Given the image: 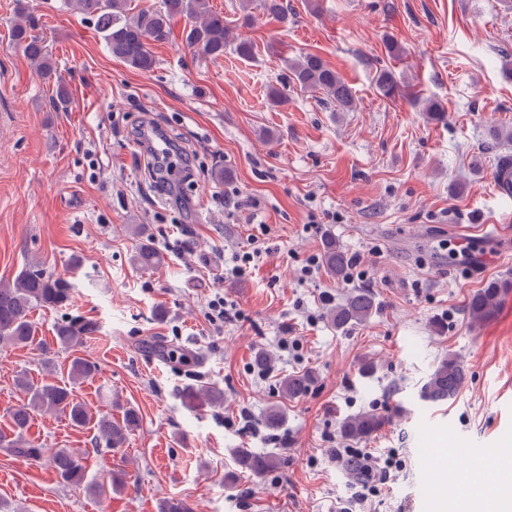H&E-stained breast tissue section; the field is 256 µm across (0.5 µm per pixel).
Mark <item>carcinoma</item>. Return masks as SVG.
Returning a JSON list of instances; mask_svg holds the SVG:
<instances>
[{
    "label": "carcinoma",
    "mask_w": 512,
    "mask_h": 512,
    "mask_svg": "<svg viewBox=\"0 0 512 512\" xmlns=\"http://www.w3.org/2000/svg\"><path fill=\"white\" fill-rule=\"evenodd\" d=\"M17 2V20L11 29L13 44L22 48L27 57L37 66L39 75L53 84V104L62 110L70 101L66 82L57 73L52 52L46 40L36 30L40 19L28 11L23 0ZM75 12L91 19L101 35L106 48L113 58L143 72H150L156 66L151 50L154 42L169 40L173 25L184 22L183 37L186 46L198 56L216 60L229 49L244 60L256 56V45L242 38L231 36L224 16L211 10L209 0H158L149 6L139 7L133 0H66ZM264 12L282 24H288V4L284 0H261ZM296 87L321 100L334 103L341 112L357 109L355 93L323 59L307 53L288 63V74L280 86H270L268 100L276 105L287 101L288 87ZM399 87L395 74L382 69L376 76V88L385 98H393ZM496 180L500 189L512 196V155L498 159ZM139 239L133 262L142 270H151L163 261L162 253L153 245V233L147 224L131 228ZM324 261L331 276L343 279L347 275L348 259L336 242L328 239L324 247ZM507 284L491 281L474 294L467 306L471 320L483 321L491 317L499 305L500 290ZM72 288L70 282L61 276L44 272L35 263H29L20 270L11 282L0 283V342L31 346L40 344L34 333L31 314L37 309H56L70 304ZM375 310L373 297L364 291L350 294L346 300L329 314L331 325L343 329L352 324L367 321ZM94 332L90 322L65 321L55 328V341L64 349H75L83 344V337ZM95 365L84 357H73L67 368V379L61 381H37L27 371L16 375L15 386L27 397V403L9 413V431L0 433V447L26 460H42L44 449L35 447L26 433L34 414L62 416L75 428L91 427L95 441L105 447L118 449L125 446L129 435L138 426L140 417L133 408L123 411L118 420L112 415L94 412L78 399L75 386L93 377ZM466 378L461 361L450 355L440 361L424 386V398L440 403L453 397ZM310 385L305 374L289 375L282 381V392L289 398L304 394ZM211 404L222 400V393L215 387H201L188 394L189 404L199 398ZM382 420L373 413L360 414L343 423L346 435L360 438L377 431ZM235 458L240 468L261 476L276 463L273 455L258 454L247 448H239ZM51 466L59 478L69 484H82L87 475V456L70 448L55 449L50 458ZM109 484L100 485L96 491L105 495L110 491L123 490L128 483V474L123 469L110 472Z\"/></svg>",
    "instance_id": "carcinoma-1"
}]
</instances>
